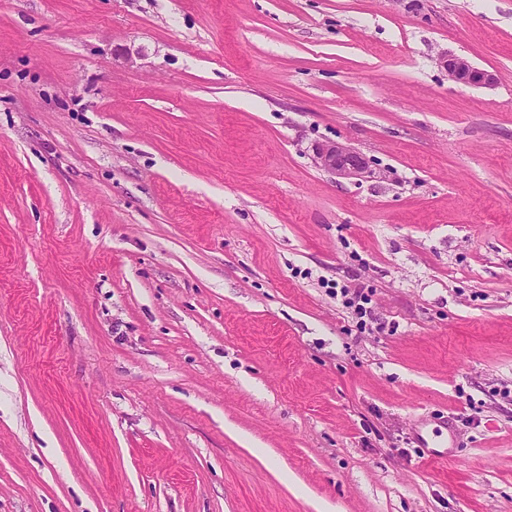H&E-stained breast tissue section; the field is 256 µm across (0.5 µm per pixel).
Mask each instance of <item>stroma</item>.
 Listing matches in <instances>:
<instances>
[{"mask_svg": "<svg viewBox=\"0 0 512 512\" xmlns=\"http://www.w3.org/2000/svg\"><path fill=\"white\" fill-rule=\"evenodd\" d=\"M0 512H512V0H0ZM445 70L448 72L449 80L472 87H490L496 77L493 73L481 69L469 60L460 56H448L443 58ZM315 163L343 179L365 178L370 174L366 159L356 150L337 142L314 146ZM365 288L342 287L340 290V301L344 308L351 310V313L358 319L357 323L360 327L366 326L364 318L371 314L369 308L365 305L371 302L369 293L364 291Z\"/></svg>", "mask_w": 512, "mask_h": 512, "instance_id": "35a3bbf8", "label": "stroma"}]
</instances>
